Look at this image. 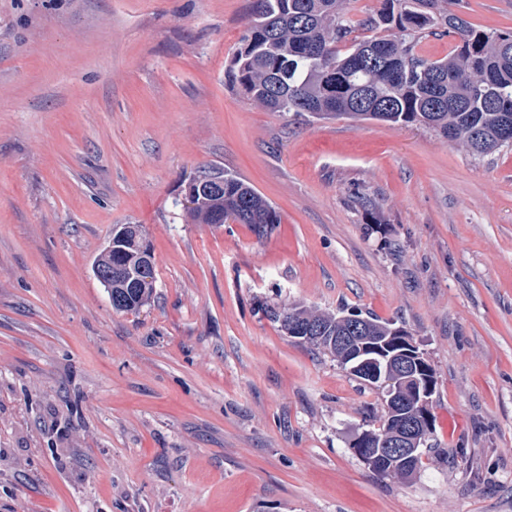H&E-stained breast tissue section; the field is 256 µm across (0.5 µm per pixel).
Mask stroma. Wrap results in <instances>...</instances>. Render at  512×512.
Returning <instances> with one entry per match:
<instances>
[{"label": "stroma", "instance_id": "obj_1", "mask_svg": "<svg viewBox=\"0 0 512 512\" xmlns=\"http://www.w3.org/2000/svg\"><path fill=\"white\" fill-rule=\"evenodd\" d=\"M250 0H0V512H512V149L248 101ZM512 30V0H464ZM236 174L265 233L196 224ZM141 225L155 291L91 272ZM358 310L435 370L409 480L351 448L382 394L270 320ZM196 180L204 184L200 185L201 191L196 187L194 205L187 208L194 222L258 224L265 230L269 224H279V215L272 204L240 177L218 171ZM121 228L122 229H120L116 237H114V235L112 236L106 252L112 255V263H120L124 259L128 258L129 254L136 253L140 243L133 240H126L130 234H133L135 239H139L141 241V247L137 261L139 262V270L142 272L138 273L134 288H130V286H132L131 279H134V273L130 266L124 263L114 265L111 264L109 267L107 266L106 262L100 263L99 265L102 267L108 268H106L105 271H102L98 275L105 283L109 293L111 294L112 292L113 309L120 312L138 311L141 307L148 303L153 293L154 266H151L154 262V256L137 224H125ZM125 240L126 243L123 247L126 250V253H124V255L112 253L113 250L119 249L116 247L119 244L118 242L122 243ZM113 280L117 283H124V285L128 288H112Z\"/></svg>", "mask_w": 512, "mask_h": 512}]
</instances>
